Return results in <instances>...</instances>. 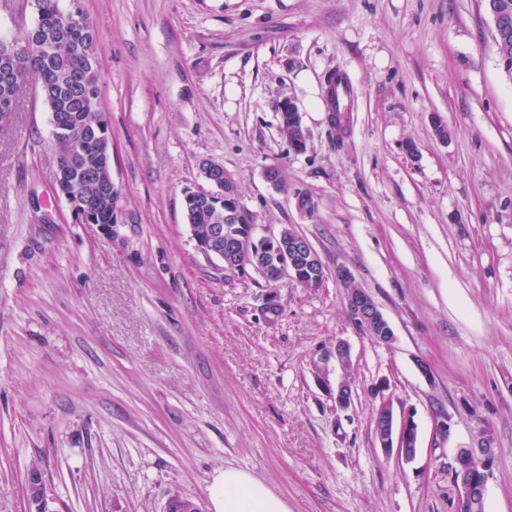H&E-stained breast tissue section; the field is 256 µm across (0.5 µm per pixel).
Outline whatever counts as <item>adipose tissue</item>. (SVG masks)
Here are the masks:
<instances>
[{"mask_svg": "<svg viewBox=\"0 0 512 512\" xmlns=\"http://www.w3.org/2000/svg\"><path fill=\"white\" fill-rule=\"evenodd\" d=\"M210 496L216 512H288L287 503L264 482L235 468L220 471Z\"/></svg>", "mask_w": 512, "mask_h": 512, "instance_id": "ef3b65f1", "label": "adipose tissue"}]
</instances>
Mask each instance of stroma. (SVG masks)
<instances>
[{
	"instance_id": "35a3bbf8",
	"label": "stroma",
	"mask_w": 512,
	"mask_h": 512,
	"mask_svg": "<svg viewBox=\"0 0 512 512\" xmlns=\"http://www.w3.org/2000/svg\"><path fill=\"white\" fill-rule=\"evenodd\" d=\"M81 6L97 25L125 218L72 217L51 114L26 88L0 128V512H28L34 468L55 512H162L174 495L215 512L208 488L227 467L290 512H459L456 451L483 436L496 455L484 512H512V79L484 0ZM338 69L354 92L340 138L325 106ZM286 97L308 132L302 153L282 129ZM205 160L235 179L259 233L309 240L321 287L228 276L197 250L183 193L207 189ZM298 192L313 215L295 209ZM340 264L391 343L350 319ZM339 341L349 366H318ZM321 375L349 382L350 409ZM381 379L418 427L411 462L376 440Z\"/></svg>"
}]
</instances>
